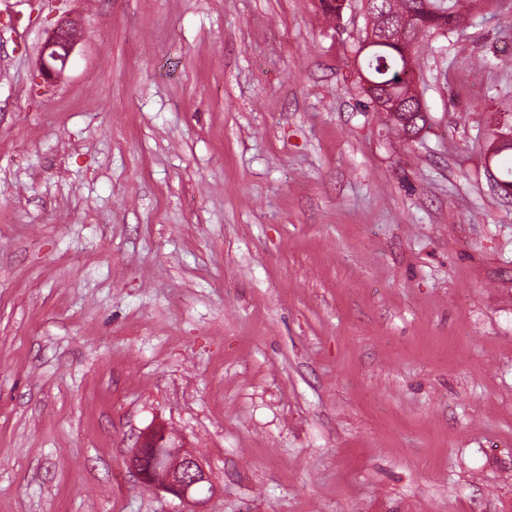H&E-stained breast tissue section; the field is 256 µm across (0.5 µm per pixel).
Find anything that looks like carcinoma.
Wrapping results in <instances>:
<instances>
[{
  "instance_id": "obj_1",
  "label": "carcinoma",
  "mask_w": 512,
  "mask_h": 512,
  "mask_svg": "<svg viewBox=\"0 0 512 512\" xmlns=\"http://www.w3.org/2000/svg\"><path fill=\"white\" fill-rule=\"evenodd\" d=\"M492 0H367L366 14L371 19L377 40L361 46V69L377 86V91L402 100L410 115L420 106V95L413 80H402L398 73L404 70L402 46L394 35L396 23L406 15L417 17L418 26L410 27L404 39L416 42L424 34L441 32L452 34L467 26L473 11ZM318 11L331 21L343 11L341 0H318Z\"/></svg>"
}]
</instances>
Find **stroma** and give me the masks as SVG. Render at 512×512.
Returning a JSON list of instances; mask_svg holds the SVG:
<instances>
[{"instance_id": "1", "label": "stroma", "mask_w": 512, "mask_h": 512, "mask_svg": "<svg viewBox=\"0 0 512 512\" xmlns=\"http://www.w3.org/2000/svg\"><path fill=\"white\" fill-rule=\"evenodd\" d=\"M366 25L0 0V512H185L127 466L155 424L208 512H512V0L415 44L412 140L362 105ZM78 41L72 23H60L52 29L39 52L38 69L43 83L53 84L62 76ZM512 146V131L511 133L497 134V141L495 147L490 154L499 153L505 149H511ZM499 156L502 157L500 162V179L499 181L505 185L512 186V149L502 152Z\"/></svg>"}]
</instances>
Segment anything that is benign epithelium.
<instances>
[{
    "mask_svg": "<svg viewBox=\"0 0 512 512\" xmlns=\"http://www.w3.org/2000/svg\"><path fill=\"white\" fill-rule=\"evenodd\" d=\"M78 41L79 37L72 23H60L52 29L39 52L38 69L42 82L53 84L62 76ZM362 90L373 96L377 108L389 112L403 111L399 100L386 95L376 96V88L372 83L362 82ZM170 436L171 432L162 425L144 431L129 459L130 469L142 484L153 490L200 507L207 499L197 497V489L210 484V479L204 462L196 453L177 443L173 445L174 453L170 463L163 468L154 465L159 447Z\"/></svg>",
    "mask_w": 512,
    "mask_h": 512,
    "instance_id": "benign-epithelium-1",
    "label": "benign epithelium"
}]
</instances>
